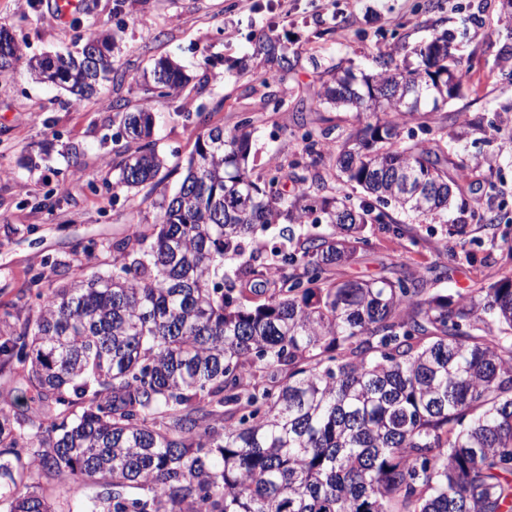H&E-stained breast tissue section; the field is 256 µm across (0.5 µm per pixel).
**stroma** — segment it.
I'll use <instances>...</instances> for the list:
<instances>
[{"label": "stroma", "mask_w": 512, "mask_h": 512, "mask_svg": "<svg viewBox=\"0 0 512 512\" xmlns=\"http://www.w3.org/2000/svg\"><path fill=\"white\" fill-rule=\"evenodd\" d=\"M93 15L62 21L54 0H0V27L20 42L23 60L14 75L0 76V342L17 335L37 311V293L71 280L77 268L112 270L113 243L131 225L150 227L159 205L180 186L184 166L201 131L198 113L212 126L233 129L246 117L255 126L256 163L278 153L283 181L293 186L288 163L302 150L293 131L297 119L338 138L342 113L316 111L325 68L351 62L375 68L377 50L403 58L436 34L466 27L451 52L464 76L458 95L435 111L449 150L488 165L477 188L498 220L493 230L449 236L439 219L417 223V245L400 249L378 227L361 263L344 267L349 278L391 274V262L406 267L443 260L451 271L439 291L457 295L472 282L512 276V259L492 239H512V33L500 23L502 0H96ZM104 26L114 32L118 80L91 100L75 103L66 92L34 80L27 58L77 52L81 39ZM278 39L292 69L287 82L265 84L260 44ZM167 57L188 81L168 97L144 101L138 83L153 62ZM147 103L158 116L153 136L164 166L154 180L132 190L107 192L118 163L135 142L126 139L116 100ZM493 130L468 129L475 116Z\"/></svg>", "instance_id": "stroma-1"}]
</instances>
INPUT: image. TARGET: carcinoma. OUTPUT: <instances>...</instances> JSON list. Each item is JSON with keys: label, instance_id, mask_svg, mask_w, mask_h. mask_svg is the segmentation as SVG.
Returning a JSON list of instances; mask_svg holds the SVG:
<instances>
[{"label": "carcinoma", "instance_id": "carcinoma-1", "mask_svg": "<svg viewBox=\"0 0 512 512\" xmlns=\"http://www.w3.org/2000/svg\"><path fill=\"white\" fill-rule=\"evenodd\" d=\"M451 39L414 47L412 62L381 51L358 76L324 71L317 108L352 122L334 144L298 123L291 195L279 158L258 175L250 166L251 118L204 129L149 245L135 224L113 245L112 273L79 271L37 294L35 317L0 343L39 403L27 419L0 407V512H512V278L453 298L429 292L448 278L436 261L336 276L360 259L368 224L418 243L394 212L435 219L454 207L459 236L469 220H495L471 196L480 161L437 135H401L414 120L433 133L422 101L457 95ZM115 46L111 30L93 31L79 55L32 57L29 72L83 102L112 80ZM21 57L0 30V74ZM150 76L148 95L185 83L169 59ZM126 108L116 100L140 146L114 189L163 168L155 114ZM323 157L364 194L358 204L327 194ZM269 224L280 242L224 271Z\"/></svg>", "mask_w": 512, "mask_h": 512}]
</instances>
